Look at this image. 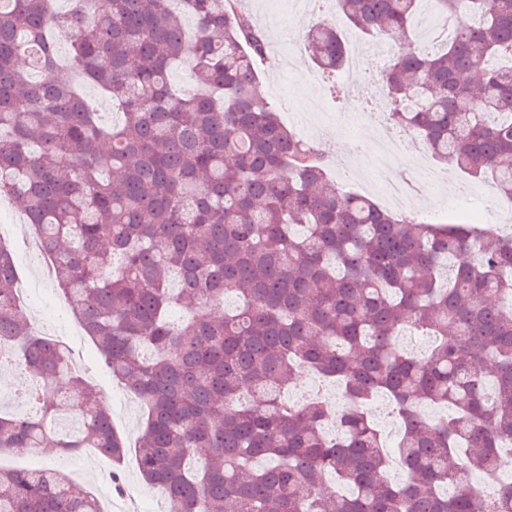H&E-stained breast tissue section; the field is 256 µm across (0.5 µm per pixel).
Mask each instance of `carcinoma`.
<instances>
[{"instance_id":"carcinoma-1","label":"carcinoma","mask_w":512,"mask_h":512,"mask_svg":"<svg viewBox=\"0 0 512 512\" xmlns=\"http://www.w3.org/2000/svg\"><path fill=\"white\" fill-rule=\"evenodd\" d=\"M86 2L0 0V198L21 207L103 368L146 407L137 464L167 512H512V488L472 482L512 445V232L343 192L260 92L269 45L240 0H96L90 22ZM435 3L433 49L383 72L389 119L512 198V0H469L467 23L459 0ZM331 4L393 41L420 0ZM58 31L75 82L59 76ZM305 42L346 104L341 29L325 19ZM185 57L196 90L178 96ZM17 281L0 246V366L33 377L28 411L0 413V450L45 447L74 408L54 446L121 461L126 439L62 342L32 329ZM406 329L431 339L424 357L400 345ZM304 368L340 390L335 435L321 396H288ZM379 396L399 424V484L368 411ZM423 404L451 413L432 421ZM0 512L103 510L47 467L0 468Z\"/></svg>"}]
</instances>
